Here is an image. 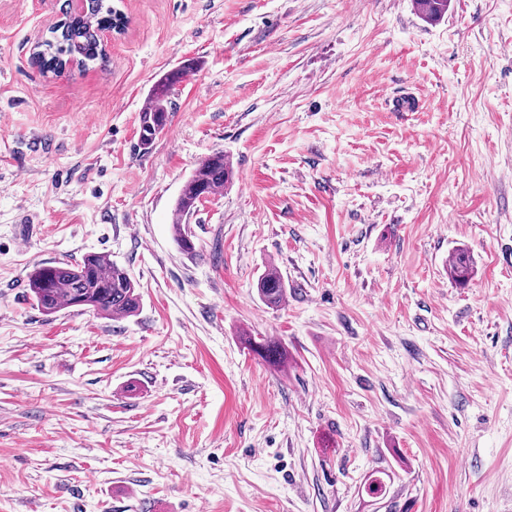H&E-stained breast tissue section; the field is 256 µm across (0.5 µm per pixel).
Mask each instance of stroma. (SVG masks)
Masks as SVG:
<instances>
[{"label": "stroma", "mask_w": 512, "mask_h": 512, "mask_svg": "<svg viewBox=\"0 0 512 512\" xmlns=\"http://www.w3.org/2000/svg\"><path fill=\"white\" fill-rule=\"evenodd\" d=\"M67 6L0 0V512H512V0H121L106 65L42 72ZM90 253L136 316L37 308L30 271ZM197 70L196 62L185 60L178 67L164 73L154 85L147 106L140 117V144L150 145L160 134L168 120L170 94L175 86ZM233 174V166L224 152H215L201 160L184 183L176 200L173 223L177 244L184 254L192 255L196 251L193 236L183 224L184 218L193 215L204 199L224 188L232 180ZM474 274V263L463 250L456 251L448 264L450 279L459 285H465ZM260 300L271 308L280 307L287 298V284L276 266H268L257 279ZM245 344L261 358L272 363H284L287 360V353L280 344L264 338V336H248Z\"/></svg>", "instance_id": "35a3bbf8"}]
</instances>
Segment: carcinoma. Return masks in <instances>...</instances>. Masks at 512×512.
<instances>
[{
    "label": "carcinoma",
    "instance_id": "obj_1",
    "mask_svg": "<svg viewBox=\"0 0 512 512\" xmlns=\"http://www.w3.org/2000/svg\"><path fill=\"white\" fill-rule=\"evenodd\" d=\"M413 6L428 21H436L448 12V0H413ZM123 25V14L109 0H87L83 13L74 16L66 13L64 19L51 28V38L39 44L35 62L45 73L62 70L76 54L84 66L97 61L102 63L106 53L97 31L103 27L120 29ZM196 70V62L185 60L156 82L140 117L141 145H150L164 130L171 92ZM233 174L229 159L224 153L215 152L201 160L184 183L176 200L173 223L177 244L184 254L192 255L196 251L193 236L183 224L184 218L194 214L204 199L226 186ZM473 274L474 263L470 256L463 250L456 251L448 264L450 279L462 286ZM138 288L130 274L103 253L87 254L75 263L39 265L28 279L29 294L46 315L84 307L98 315L127 318L140 308ZM256 288L260 300L271 308L280 307L287 298V284L274 265L258 277ZM245 344L269 362L280 364L287 360V353L280 344L262 336H248Z\"/></svg>",
    "mask_w": 512,
    "mask_h": 512
}]
</instances>
